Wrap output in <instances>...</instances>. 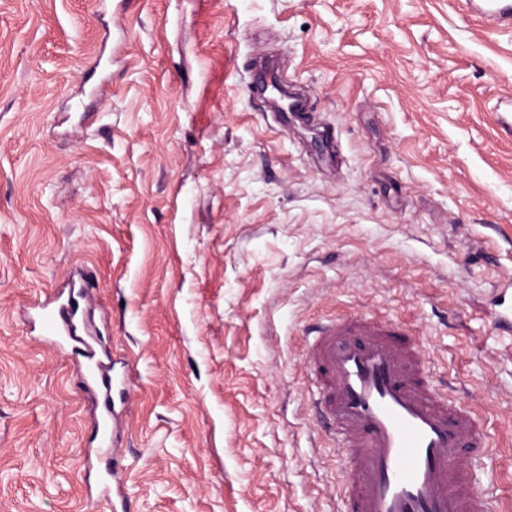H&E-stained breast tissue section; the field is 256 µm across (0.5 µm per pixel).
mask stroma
Instances as JSON below:
<instances>
[{
  "mask_svg": "<svg viewBox=\"0 0 512 512\" xmlns=\"http://www.w3.org/2000/svg\"><path fill=\"white\" fill-rule=\"evenodd\" d=\"M284 74L311 120L255 91ZM512 30L463 0H0V512H339L305 335L407 321L512 502ZM90 277L118 453L29 307Z\"/></svg>",
  "mask_w": 512,
  "mask_h": 512,
  "instance_id": "obj_1",
  "label": "stroma"
}]
</instances>
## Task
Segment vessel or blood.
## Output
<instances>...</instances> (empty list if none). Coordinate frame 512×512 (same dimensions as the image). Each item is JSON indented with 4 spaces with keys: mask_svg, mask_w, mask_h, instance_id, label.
<instances>
[{
    "mask_svg": "<svg viewBox=\"0 0 512 512\" xmlns=\"http://www.w3.org/2000/svg\"><path fill=\"white\" fill-rule=\"evenodd\" d=\"M472 9L486 29L512 27V0ZM37 308L41 336L67 351L77 334L71 298L56 293ZM308 336L325 435L350 463L342 512H500L464 464L487 452V434L434 384L416 337L369 315L326 320Z\"/></svg>",
    "mask_w": 512,
    "mask_h": 512,
    "instance_id": "vessel-or-blood-1",
    "label": "vessel or blood"
}]
</instances>
